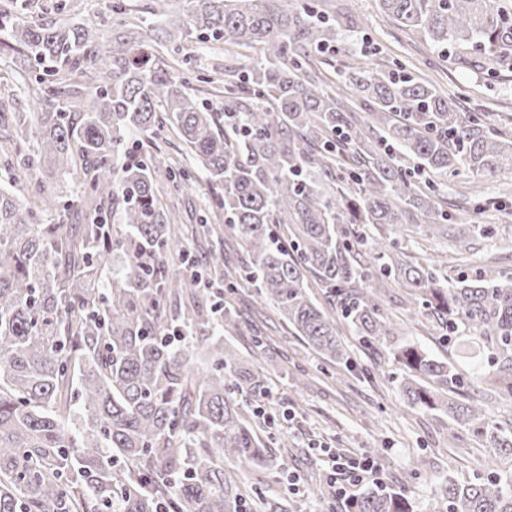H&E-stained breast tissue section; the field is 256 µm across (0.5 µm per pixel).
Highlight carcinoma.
Masks as SVG:
<instances>
[{
  "label": "carcinoma",
  "mask_w": 512,
  "mask_h": 512,
  "mask_svg": "<svg viewBox=\"0 0 512 512\" xmlns=\"http://www.w3.org/2000/svg\"><path fill=\"white\" fill-rule=\"evenodd\" d=\"M163 0L149 34L132 23L128 0L112 42L67 20L21 22L0 4V33L48 64L36 112H14L18 96L0 80V156L46 178L79 168L80 192L39 179L21 199L0 187V512H288L282 501L245 496L233 465L266 467L271 448L237 396L264 397L259 372L224 349L236 316L208 293L257 282L262 303L328 363L351 367L325 300L357 335L390 340L403 368L400 391L420 411L456 427L482 420L467 395L486 379L512 398V278L491 266L441 278L432 259L400 251L409 233L448 238L440 186L465 170L493 179L512 168V129L461 112L432 83L397 78L347 56L336 86L315 52L344 39L345 16L313 0ZM398 26L468 64L495 71L512 59V0H377ZM195 36L224 50L258 48L260 59L225 73L223 111L204 106L172 64L153 53ZM134 133L183 145L170 191L194 187L202 171L212 205L244 245L247 260L224 269L221 248L194 249L160 199L156 162L127 147ZM414 157L423 185L399 165ZM56 216L52 223L46 216ZM372 225L378 236L366 237ZM116 266L109 278L103 270ZM410 290L444 343L472 336L483 365L441 359L412 341L369 282ZM202 342L206 367L175 344L174 331ZM477 435L512 456V423ZM445 512H512V471L490 462L471 481L448 479ZM348 512H412L404 490L376 485Z\"/></svg>",
  "instance_id": "1"
}]
</instances>
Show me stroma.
Masks as SVG:
<instances>
[{
  "label": "stroma",
  "instance_id": "stroma-1",
  "mask_svg": "<svg viewBox=\"0 0 512 512\" xmlns=\"http://www.w3.org/2000/svg\"><path fill=\"white\" fill-rule=\"evenodd\" d=\"M110 0H24V20L64 18L96 30L103 39L112 36ZM331 11L349 10L362 19L359 29L348 32L341 50L323 52L320 67L325 79L335 77L344 53L363 57L383 71L403 66L407 75L429 80L445 96L454 98L462 111H482L489 125L512 122V72L498 77L487 74L483 60L459 67L425 40L397 26L380 11L375 0H323ZM173 74L187 78L203 103L214 100L211 85H222L227 53H219L194 41L182 42L170 53ZM472 223L490 224L493 238L470 243L412 237L409 255L426 253L440 260L441 274L454 280L472 274L485 254L498 258L501 274L512 276V219L490 210L475 213ZM375 297L393 320L401 322L403 338L418 342L434 356L447 357L448 347L438 331H425L414 313L408 289L383 284ZM235 326L224 331V346L242 363L261 370L269 381V401L275 408H290L292 419L267 422L255 402L244 405L246 418L271 448L277 463L268 468L237 467V480L244 490H253L271 500L285 499L290 512H345L343 501H328L319 493V481L330 471L326 452L342 449L352 456L374 457L379 469L374 481L402 487L413 512H439V492L448 477L471 480L483 474L491 457H499L503 469L512 468V458L476 438L471 428H453L442 413L407 407L396 379L401 374L384 343H367L341 326V340L352 360L351 367L328 364L288 329L270 304H257L251 283L238 285L233 296ZM306 373V387H297L299 373ZM299 474L296 488H289L284 471Z\"/></svg>",
  "mask_w": 512,
  "mask_h": 512
}]
</instances>
